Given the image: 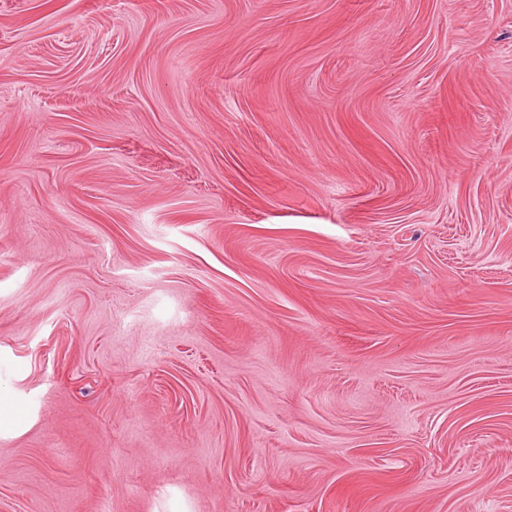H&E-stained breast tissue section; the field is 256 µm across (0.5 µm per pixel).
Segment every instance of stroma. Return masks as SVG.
<instances>
[{
    "mask_svg": "<svg viewBox=\"0 0 512 512\" xmlns=\"http://www.w3.org/2000/svg\"><path fill=\"white\" fill-rule=\"evenodd\" d=\"M0 512H512V0H0Z\"/></svg>",
    "mask_w": 512,
    "mask_h": 512,
    "instance_id": "obj_1",
    "label": "stroma"
}]
</instances>
